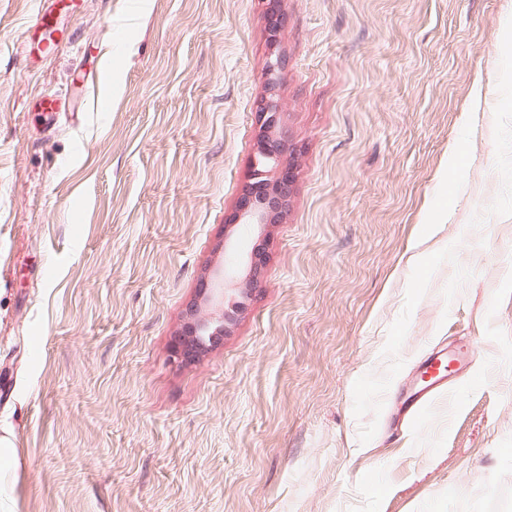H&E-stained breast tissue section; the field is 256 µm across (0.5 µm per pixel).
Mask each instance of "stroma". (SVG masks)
<instances>
[{
	"instance_id": "1",
	"label": "stroma",
	"mask_w": 512,
	"mask_h": 512,
	"mask_svg": "<svg viewBox=\"0 0 512 512\" xmlns=\"http://www.w3.org/2000/svg\"><path fill=\"white\" fill-rule=\"evenodd\" d=\"M44 3L0 0V512H512V0ZM274 53L293 192L188 363L200 277L257 238L224 224ZM263 263V252L254 249L242 263L241 275L216 265L201 278L199 288L210 309H202L196 303L189 306L188 319L174 340L177 355L200 353L207 342L230 333L238 312L245 308V300L260 287L258 271ZM238 281L239 288H234ZM449 361L454 362L456 366H462L465 364V354L457 352L451 357L448 356V359H445L444 357H430L429 369H431V376L429 380H424V384L414 395L410 397L411 401L408 408L410 416L418 414L424 402L432 395V393L437 388L444 385L445 379L451 374L445 370Z\"/></svg>"
}]
</instances>
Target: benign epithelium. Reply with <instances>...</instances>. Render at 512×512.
Returning <instances> with one entry per match:
<instances>
[{"label":"benign epithelium","mask_w":512,"mask_h":512,"mask_svg":"<svg viewBox=\"0 0 512 512\" xmlns=\"http://www.w3.org/2000/svg\"><path fill=\"white\" fill-rule=\"evenodd\" d=\"M282 65L280 57L267 64L268 96L261 100L257 112L262 134L251 160V179L229 215L228 224L224 225L228 229L235 224H253L261 239L268 236L269 226L286 209L295 180V169L281 163L284 145L272 136L281 108L274 89ZM263 263V252L255 249L242 263L241 273L216 265L201 278L199 288L209 308L203 309L195 303L189 306L187 321L174 340L176 354L195 355L206 348L207 342L230 333L245 300L260 287L258 271Z\"/></svg>","instance_id":"1"}]
</instances>
